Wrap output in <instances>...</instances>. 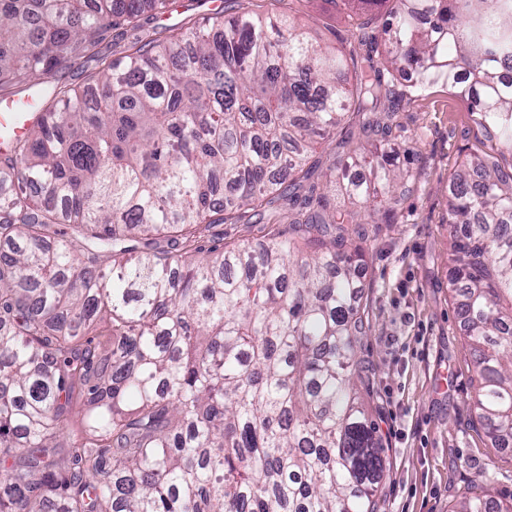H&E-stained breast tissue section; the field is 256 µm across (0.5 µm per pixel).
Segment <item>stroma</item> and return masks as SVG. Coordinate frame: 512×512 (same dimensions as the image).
Here are the masks:
<instances>
[{
    "label": "stroma",
    "instance_id": "stroma-1",
    "mask_svg": "<svg viewBox=\"0 0 512 512\" xmlns=\"http://www.w3.org/2000/svg\"><path fill=\"white\" fill-rule=\"evenodd\" d=\"M237 0H169L137 23L144 36L185 28ZM266 15L291 14L318 42L340 46L353 22L331 0H263ZM483 139L465 102L435 86L402 101L384 149L416 171L414 191L389 223L350 224L366 243L362 269L369 329L359 348L358 394L385 448L381 512H455L472 492L512 498V449L492 445L476 424L477 388L467 340L448 286V180Z\"/></svg>",
    "mask_w": 512,
    "mask_h": 512
}]
</instances>
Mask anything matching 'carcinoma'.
<instances>
[{"mask_svg": "<svg viewBox=\"0 0 512 512\" xmlns=\"http://www.w3.org/2000/svg\"><path fill=\"white\" fill-rule=\"evenodd\" d=\"M334 2L356 21L348 48L249 10L109 60L112 29L166 0H0V99L100 67L82 90H38L41 120L0 153V512H377L386 457L353 382L368 248L341 235L361 211L336 215L324 189L393 212L417 175L378 155L381 113L435 85L490 142L448 182V284L476 420L512 447V173L494 156L512 153V0ZM349 114L336 147L368 174L333 164L319 185L311 154ZM250 210L260 247L172 257ZM97 72L98 65L95 61L82 62L57 70L53 80L59 86L78 88L86 85Z\"/></svg>", "mask_w": 512, "mask_h": 512, "instance_id": "obj_1", "label": "carcinoma"}]
</instances>
